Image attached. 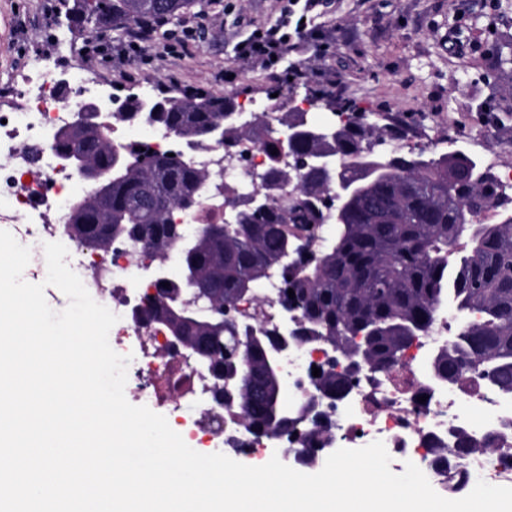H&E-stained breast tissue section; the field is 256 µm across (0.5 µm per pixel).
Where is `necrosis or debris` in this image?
I'll return each mask as SVG.
<instances>
[{
    "label": "necrosis or debris",
    "instance_id": "1",
    "mask_svg": "<svg viewBox=\"0 0 512 512\" xmlns=\"http://www.w3.org/2000/svg\"><path fill=\"white\" fill-rule=\"evenodd\" d=\"M103 84L88 78L85 69L59 68L51 59L36 60L23 81L17 104L0 109V222L14 224L23 240L43 245L59 242L71 254L70 267L91 297L108 305L119 320L113 330L118 338L134 339L141 354L127 370L141 396L159 400L191 399L199 413L210 414L205 435L215 451L227 438L240 442V455L266 454L268 448H289V436L254 441L245 430L235 429L232 417L210 399V381L192 354L173 346L159 325L137 324L132 310L147 289L155 287L153 259L132 244L113 246L111 252L73 242L64 227L71 209L73 185L81 176L62 166L49 147L53 134L69 127L77 102H101ZM216 182L236 187L257 184L270 167L264 146L246 142L228 150L216 147L204 155ZM264 304L243 300L239 316L251 325L276 326L282 317V284L272 277L260 286ZM452 323L437 318L429 331L405 351L400 363L375 376L361 379L344 398L325 413L335 425L334 448H360L383 441L397 465L413 462L430 484L448 486L457 472L469 481H512V393L502 394L486 380L465 374L461 384L446 388L430 380L429 363L448 339ZM325 360L316 343L299 346L283 362L288 381V401L308 403L312 397V369ZM462 428L480 441H490L492 451H478L465 461L439 460L427 454L431 438L450 443V429Z\"/></svg>",
    "mask_w": 512,
    "mask_h": 512
}]
</instances>
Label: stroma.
<instances>
[{"instance_id":"stroma-1","label":"stroma","mask_w":512,"mask_h":512,"mask_svg":"<svg viewBox=\"0 0 512 512\" xmlns=\"http://www.w3.org/2000/svg\"><path fill=\"white\" fill-rule=\"evenodd\" d=\"M59 0H0V97L12 93L37 56L60 53L111 94L173 95L181 85L239 103L277 107L284 63L263 69L238 58L237 46L280 18L279 0H218L176 23L175 38L150 44L145 58H123L115 45L127 26L74 35L57 25ZM314 47L301 54L308 80L297 97L326 93L355 102L397 130L403 150L447 152L457 140L481 164L512 166V0H296Z\"/></svg>"}]
</instances>
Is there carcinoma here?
<instances>
[{
	"mask_svg": "<svg viewBox=\"0 0 512 512\" xmlns=\"http://www.w3.org/2000/svg\"><path fill=\"white\" fill-rule=\"evenodd\" d=\"M198 0H76L67 9L71 29H116L146 20L165 24L191 11ZM158 112H137L167 128L175 136L204 149L206 132L227 110L238 108L234 97L204 95L154 99ZM346 120L336 124L334 136L318 138L296 112H281L269 122L224 125V147L235 148L261 132L270 148L294 157L331 153L340 167L330 176L312 170L277 166L260 177V188L271 192L261 210L238 199L231 223L202 224L194 234L173 222L180 203L210 195L211 172L191 155L167 159L135 146L114 148L112 124L98 135L91 163L108 171L101 201L73 203L68 228L73 239L92 248L108 249L109 236L136 243L164 263L176 252L182 270L196 281L218 283L219 294L200 305L232 307L246 297L258 298L257 286L273 271L283 284L282 310H298L299 344L334 345L345 352L362 350L379 369L394 365L410 333L429 330L445 304L464 318L456 338L431 365L433 378L456 383L478 357L485 361V378L512 392V204L509 188L477 163L458 154L429 158L424 151L403 152L387 125L367 123L355 104L340 109ZM363 152L389 156L381 178L371 180L358 163ZM364 183L363 193L346 203L343 223L337 225L315 260L295 252L298 238L321 228L308 196L326 193L336 181ZM292 185L297 199L283 187ZM497 211V222L483 224L486 208ZM295 297H289L288 290ZM157 301L145 318L182 333L183 344L196 336L215 337L211 374L216 382L214 401L228 409L237 405L248 434L269 439L297 428L303 417L311 422L300 435V449L314 459L320 446L332 440L331 426L303 409L294 413L274 409L278 383L266 370L278 332L265 326L227 324L178 327L164 321ZM349 375L324 370L313 379L314 393L336 396L346 391ZM261 385L267 399L251 400ZM484 449L464 430L453 434V451L461 460Z\"/></svg>",
	"mask_w": 512,
	"mask_h": 512,
	"instance_id": "obj_1",
	"label": "carcinoma"
}]
</instances>
